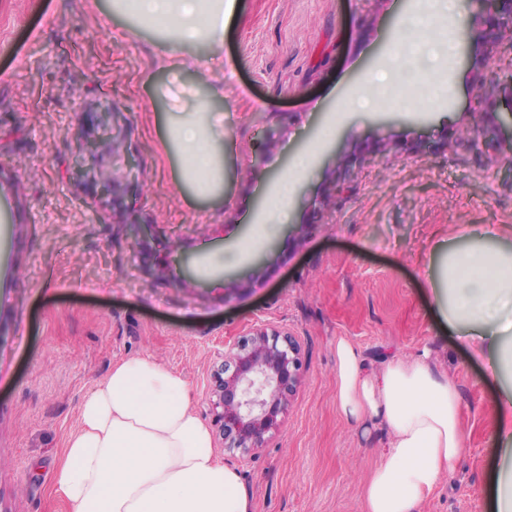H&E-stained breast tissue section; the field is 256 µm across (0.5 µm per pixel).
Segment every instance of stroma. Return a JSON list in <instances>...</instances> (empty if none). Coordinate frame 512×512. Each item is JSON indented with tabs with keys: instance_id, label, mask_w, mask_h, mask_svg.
I'll return each mask as SVG.
<instances>
[{
	"instance_id": "obj_1",
	"label": "stroma",
	"mask_w": 512,
	"mask_h": 512,
	"mask_svg": "<svg viewBox=\"0 0 512 512\" xmlns=\"http://www.w3.org/2000/svg\"><path fill=\"white\" fill-rule=\"evenodd\" d=\"M108 0H0V512H66L48 474L78 426L83 397L112 366L145 354L180 371L213 425L211 378L225 349L269 325L301 347L302 383L281 429L249 456L213 450L235 470L253 512H364L383 429L363 435L336 404V342L368 370L430 349L462 394L465 454L452 482L419 512H490L497 467L495 385L433 311L426 276L436 243L464 226L497 228L512 246V94L495 92L501 130L477 151L462 129L477 112L470 86L485 20L463 7L450 31L447 99L382 107L336 125L302 178L313 206L257 243L246 272L212 285L202 250L252 240L268 192L391 47L414 0H237L224 47V197L177 187L160 142L155 87L198 90L173 76L180 49L129 29ZM482 61V60H481ZM109 120L112 145L79 155ZM140 164L126 177V158ZM349 178L350 189H331ZM154 224L137 240L134 223Z\"/></svg>"
}]
</instances>
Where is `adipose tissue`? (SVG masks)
Wrapping results in <instances>:
<instances>
[{
  "label": "adipose tissue",
  "mask_w": 512,
  "mask_h": 512,
  "mask_svg": "<svg viewBox=\"0 0 512 512\" xmlns=\"http://www.w3.org/2000/svg\"><path fill=\"white\" fill-rule=\"evenodd\" d=\"M459 0H418L403 27L411 45L390 54L362 88L345 97L342 114L368 108L394 76L425 72L426 50L440 32L438 8L458 13ZM236 0H112L115 11L163 30L173 42L223 44ZM223 80L209 81L185 115L170 119L161 142L183 186L208 197L224 183ZM324 145L316 140L293 156L269 193L262 235L285 223L298 181ZM468 246L444 252L432 279L435 309L450 331L469 340L483 357L484 380L497 384L495 438L503 458L491 489L496 512H512V249L493 246L490 230L474 225ZM336 401L353 426L380 424L387 432L382 463L363 489L365 512H418L442 475H455L465 451L461 394L428 353L391 359L367 373L357 348L336 343ZM79 428L65 442L54 487L70 512H252V501L235 470L212 452L209 428L193 409L192 390L180 372L146 356L113 365L83 398Z\"/></svg>",
  "instance_id": "1"
}]
</instances>
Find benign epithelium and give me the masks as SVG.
<instances>
[{
    "label": "benign epithelium",
    "mask_w": 512,
    "mask_h": 512,
    "mask_svg": "<svg viewBox=\"0 0 512 512\" xmlns=\"http://www.w3.org/2000/svg\"><path fill=\"white\" fill-rule=\"evenodd\" d=\"M488 23L484 35L483 60L496 52L503 33H512V0H473ZM477 99L492 100L495 89L512 92V77L499 74L487 82L484 69L475 72ZM496 136L484 124L483 114H474L467 129V142L479 150ZM110 140L108 127L95 138L79 143L78 152L93 154ZM301 349L296 339L275 328H258L224 351V364L213 374L212 394L215 422L224 439V449L248 455L261 448L267 435L283 423L291 397L302 378Z\"/></svg>",
    "instance_id": "obj_1"
}]
</instances>
